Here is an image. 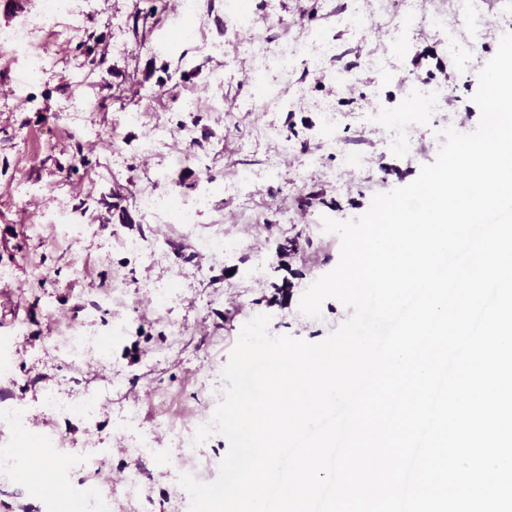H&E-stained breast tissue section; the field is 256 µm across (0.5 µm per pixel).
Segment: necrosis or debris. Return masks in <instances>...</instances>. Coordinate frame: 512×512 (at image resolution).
Returning a JSON list of instances; mask_svg holds the SVG:
<instances>
[{"instance_id":"obj_1","label":"necrosis or debris","mask_w":512,"mask_h":512,"mask_svg":"<svg viewBox=\"0 0 512 512\" xmlns=\"http://www.w3.org/2000/svg\"><path fill=\"white\" fill-rule=\"evenodd\" d=\"M403 26L397 27L393 39L395 45H402L411 26L422 23L431 28L441 39L451 56L472 54L478 51L483 32L493 26L499 17L512 13V0H454L452 15L425 10L422 0H398ZM332 45L326 41L321 30L306 29L304 35L284 38L275 48L255 45L251 54L250 71L258 85L256 96L247 107L258 110L274 98L273 89L267 86L264 78L273 72L281 79H290L298 67L306 66L320 72L323 78L338 88H352L357 76L353 71L335 67L328 68ZM215 187L204 183L194 204H186L180 196L160 193L156 189L143 190L136 199L139 207L148 215L166 218L168 223L191 226L197 222L199 209L206 207ZM140 412L138 406H128L124 427L129 433L125 444L127 452L133 456L151 455L164 457L166 450L163 439L165 430L155 429L153 434L139 432ZM31 429V416L26 408L0 406V432L7 430L13 436L12 446L0 449V469L16 472L29 471L31 461L22 454L24 438ZM46 475L58 484L61 496L48 499L44 512H70L73 503H80L83 512H112L114 493L107 484H100L96 490H86L85 486L70 483L65 472L45 465Z\"/></svg>"}]
</instances>
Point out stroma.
Masks as SVG:
<instances>
[{
  "label": "stroma",
  "instance_id": "35a3bbf8",
  "mask_svg": "<svg viewBox=\"0 0 512 512\" xmlns=\"http://www.w3.org/2000/svg\"><path fill=\"white\" fill-rule=\"evenodd\" d=\"M45 0H26L17 13L0 5V32L29 28L31 45L0 49V339L16 327L25 334L13 350L15 368L0 378V404L29 407L37 428L60 437L69 448H106L98 478L120 482L139 471L156 512H184L176 497L181 474L176 447L167 459L135 458L123 449L118 426L128 404L140 408L145 429L155 422L183 426V409H204L224 381L212 360L229 356L243 325L270 315L269 332L311 343L324 340L349 315L338 300L322 305L311 319L299 310L302 294L340 259V239L309 236L323 218L347 220L364 214L373 196L414 181L422 165L435 160L438 131H473L480 110L473 102L476 76L512 32V17L499 18L479 50L449 59L437 35L414 26L404 54L392 49L400 18L381 14L374 0H249L265 46L298 35L300 24L318 27L335 43L341 63L356 64L358 80L337 90L310 69L292 78L269 75L282 98L248 112L241 103L256 92L248 78L249 58L230 18L226 0H200L202 21L178 18L177 0H73L72 15L59 32L46 36L34 27ZM359 8L366 22L351 29L335 14ZM42 69L29 73L32 56ZM444 89L437 111L421 116L410 150L396 148L388 118L401 112L407 85L380 82V69ZM223 72L215 86L214 72ZM142 113L141 123L125 115ZM335 113L345 148L372 160L375 172L351 181L336 180L343 163L327 155L320 134L326 113ZM189 128L191 153L204 166L175 163L178 145L147 156L142 152L154 126ZM276 127L295 153L281 158L280 176L265 166L277 157L279 141L261 134ZM317 163L299 168V157ZM279 157V156H278ZM242 167L256 175L247 197L214 195L197 216L194 229L146 215L137 195L165 173L169 189L193 203L201 181H229ZM83 225L70 241L68 227L54 223L58 211ZM224 234L247 241L250 250L273 252L261 274H254L247 252L230 250L210 258L194 249L193 234ZM166 238L158 262H145L129 242ZM133 292L134 309L106 306L102 300L115 280ZM175 288L168 314L154 311L140 295L143 284ZM127 322L124 336L109 330ZM88 333L106 349L108 363L89 353L83 364L62 361L56 342L65 326ZM99 394L93 416L72 411L46 415L47 390ZM43 500L21 478L0 475V512H42Z\"/></svg>",
  "mask_w": 512,
  "mask_h": 512
}]
</instances>
